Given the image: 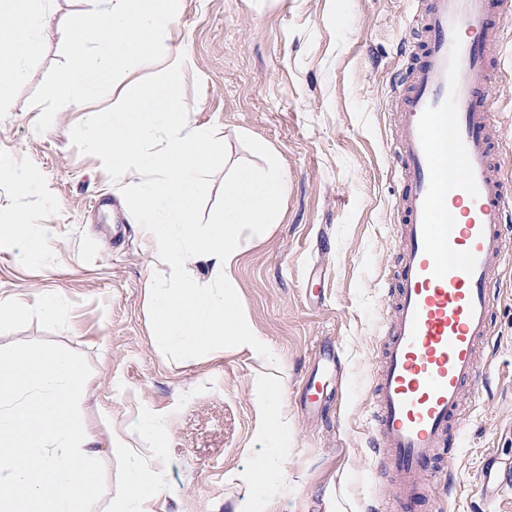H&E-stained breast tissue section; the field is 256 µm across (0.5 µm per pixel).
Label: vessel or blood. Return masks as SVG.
I'll list each match as a JSON object with an SVG mask.
<instances>
[{"label": "vessel or blood", "mask_w": 512, "mask_h": 512, "mask_svg": "<svg viewBox=\"0 0 512 512\" xmlns=\"http://www.w3.org/2000/svg\"><path fill=\"white\" fill-rule=\"evenodd\" d=\"M511 31L512 0H422L393 93L403 248L371 420L378 472L400 476L401 512L417 504L428 471L452 483L439 461L458 446L462 395L488 380L478 350L492 346L495 263L512 253V193L493 162L486 101L497 60L487 47Z\"/></svg>", "instance_id": "vessel-or-blood-1"}]
</instances>
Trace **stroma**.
I'll use <instances>...</instances> for the list:
<instances>
[{
	"mask_svg": "<svg viewBox=\"0 0 512 512\" xmlns=\"http://www.w3.org/2000/svg\"><path fill=\"white\" fill-rule=\"evenodd\" d=\"M91 0H52V22L35 48L11 107L0 112V163H21L32 188L0 177V221L27 217L44 241L34 261L0 252V295L30 305L22 322L0 321V346L46 340L82 354L91 385L84 423L99 439L107 494L94 512H113L128 475L108 448L113 435L139 450L160 484L157 512H378L392 492L378 478L371 447L370 383L396 284L399 164L389 155L394 82L407 65V31L417 0H182L188 43L183 96L197 126L215 128L227 163L262 165L241 141L248 134L278 158L288 177L277 224L246 235L233 270L251 326L273 352L172 360L159 349L146 288L164 265L148 251L120 189L100 159L79 153L71 130L115 95L82 111L62 107L37 131L29 100L61 62L66 18ZM490 101L500 131L496 162L512 190V41ZM489 382L470 394L445 460L454 494L428 484L417 512H512V256L499 261ZM60 296L64 310L41 305ZM336 352L341 378H328L323 411H301L305 382L324 353ZM281 368L276 406L288 423L280 470L253 478L268 453L258 432L256 382ZM166 420L155 454L145 424Z\"/></svg>",
	"mask_w": 512,
	"mask_h": 512,
	"instance_id": "1",
	"label": "stroma"
}]
</instances>
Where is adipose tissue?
<instances>
[{"mask_svg": "<svg viewBox=\"0 0 512 512\" xmlns=\"http://www.w3.org/2000/svg\"><path fill=\"white\" fill-rule=\"evenodd\" d=\"M50 17L43 0H0V111L9 108L13 87L23 77ZM39 249L40 237L26 217L0 224V251L14 253L21 261L29 262ZM282 386L280 376H262L256 399L260 430L274 448L280 446L287 433L285 424L271 412ZM110 448L112 454L129 463L128 477L114 497L115 512H155L160 489L154 473L141 465L139 453L121 438H113Z\"/></svg>", "mask_w": 512, "mask_h": 512, "instance_id": "adipose-tissue-1", "label": "adipose tissue"}]
</instances>
